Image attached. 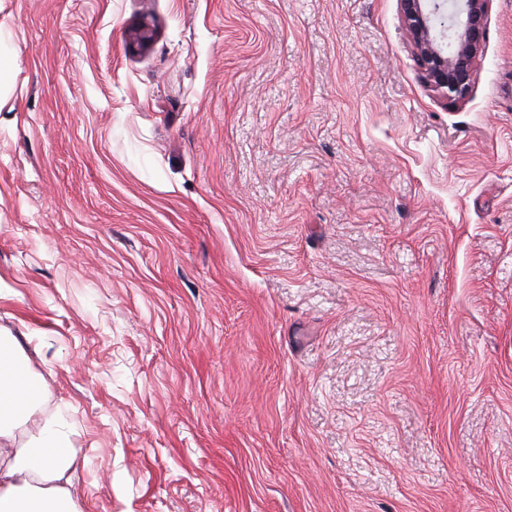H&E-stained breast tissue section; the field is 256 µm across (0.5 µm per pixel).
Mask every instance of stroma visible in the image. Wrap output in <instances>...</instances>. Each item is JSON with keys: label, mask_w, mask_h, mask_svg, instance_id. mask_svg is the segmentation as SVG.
Returning <instances> with one entry per match:
<instances>
[{"label": "stroma", "mask_w": 512, "mask_h": 512, "mask_svg": "<svg viewBox=\"0 0 512 512\" xmlns=\"http://www.w3.org/2000/svg\"><path fill=\"white\" fill-rule=\"evenodd\" d=\"M0 52L82 512H512V0L460 102L399 0H0Z\"/></svg>", "instance_id": "obj_1"}]
</instances>
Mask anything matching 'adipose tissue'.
Returning a JSON list of instances; mask_svg holds the SVG:
<instances>
[{
	"label": "adipose tissue",
	"instance_id": "adipose-tissue-1",
	"mask_svg": "<svg viewBox=\"0 0 512 512\" xmlns=\"http://www.w3.org/2000/svg\"><path fill=\"white\" fill-rule=\"evenodd\" d=\"M48 389L14 337L0 336V512H81L73 493L78 454Z\"/></svg>",
	"mask_w": 512,
	"mask_h": 512
}]
</instances>
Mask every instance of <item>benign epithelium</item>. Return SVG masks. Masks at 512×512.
<instances>
[{"mask_svg": "<svg viewBox=\"0 0 512 512\" xmlns=\"http://www.w3.org/2000/svg\"><path fill=\"white\" fill-rule=\"evenodd\" d=\"M426 85L458 102L470 93L486 35L489 0H399Z\"/></svg>", "mask_w": 512, "mask_h": 512, "instance_id": "obj_1", "label": "benign epithelium"}]
</instances>
